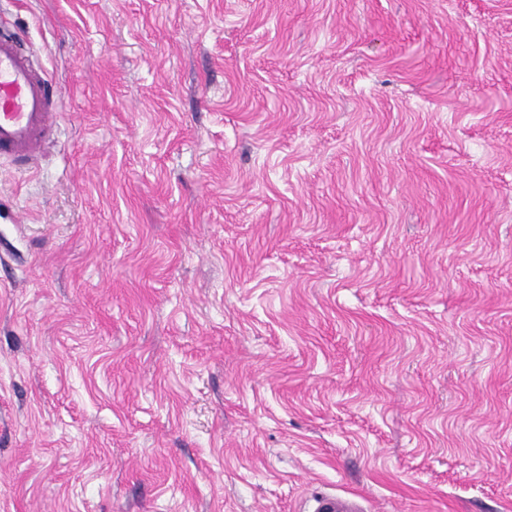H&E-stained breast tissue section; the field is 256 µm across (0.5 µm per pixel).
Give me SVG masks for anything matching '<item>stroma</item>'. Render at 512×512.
Masks as SVG:
<instances>
[{
  "label": "stroma",
  "mask_w": 512,
  "mask_h": 512,
  "mask_svg": "<svg viewBox=\"0 0 512 512\" xmlns=\"http://www.w3.org/2000/svg\"><path fill=\"white\" fill-rule=\"evenodd\" d=\"M0 19V512H512V0ZM49 81L23 42L0 29V156L29 168L58 126ZM356 495L322 494L313 499L311 512H363L358 507Z\"/></svg>",
  "instance_id": "35a3bbf8"
}]
</instances>
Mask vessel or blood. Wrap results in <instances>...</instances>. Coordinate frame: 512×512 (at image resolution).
I'll use <instances>...</instances> for the list:
<instances>
[{"label": "vessel or blood", "instance_id": "obj_1", "mask_svg": "<svg viewBox=\"0 0 512 512\" xmlns=\"http://www.w3.org/2000/svg\"><path fill=\"white\" fill-rule=\"evenodd\" d=\"M49 82L23 42L0 30V157L30 167L45 153L58 126ZM311 512H362L356 495L323 494Z\"/></svg>", "mask_w": 512, "mask_h": 512}]
</instances>
